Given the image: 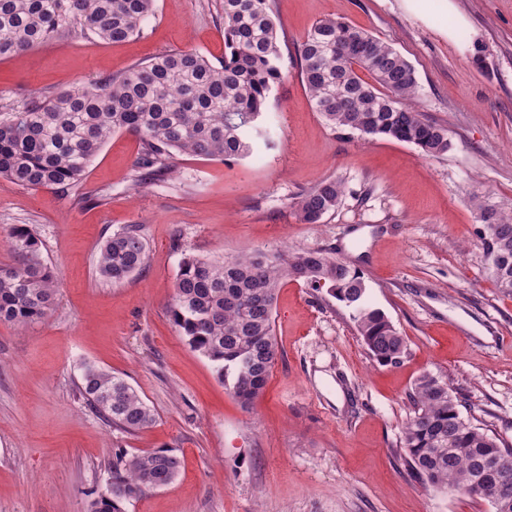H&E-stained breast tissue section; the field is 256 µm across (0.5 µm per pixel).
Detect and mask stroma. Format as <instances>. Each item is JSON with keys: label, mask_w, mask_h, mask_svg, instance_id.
Here are the masks:
<instances>
[{"label": "stroma", "mask_w": 512, "mask_h": 512, "mask_svg": "<svg viewBox=\"0 0 512 512\" xmlns=\"http://www.w3.org/2000/svg\"><path fill=\"white\" fill-rule=\"evenodd\" d=\"M218 0H155L140 37L80 35L0 60V107L20 109L155 55L224 58ZM283 79L259 128L271 144L224 161L178 156L173 173L130 189L138 140L112 135L81 190L0 177V266L11 225H32L59 273L54 309L19 329L0 322V512H92L112 455L167 446L181 471L125 512H493L489 502L417 481L399 457L408 394L442 377L464 419L512 445V294L497 287L476 234L477 202L512 210V0H275ZM351 23L415 69L418 106L448 132L439 157L331 128L301 79L297 48L323 19ZM335 178L342 204L303 224L290 202ZM80 190V191H81ZM130 224L146 267L120 284L96 263ZM322 250L359 270L407 350L379 365L352 312L326 289L286 282L274 309L277 356L245 409L175 328L169 305L183 253L231 258ZM123 377L153 410L127 433L79 391L85 366Z\"/></svg>", "instance_id": "stroma-1"}]
</instances>
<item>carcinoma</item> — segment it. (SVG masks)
I'll use <instances>...</instances> for the list:
<instances>
[{"mask_svg":"<svg viewBox=\"0 0 512 512\" xmlns=\"http://www.w3.org/2000/svg\"><path fill=\"white\" fill-rule=\"evenodd\" d=\"M155 0H0V60L50 39L76 34L123 43L143 32ZM274 0H219L224 61L194 50L158 54L106 80H90L20 110L0 111V176L22 187L78 186L112 134L142 145L131 189L173 172L177 155L208 160L243 157L259 148L258 119L282 72ZM301 78L316 111L337 129L417 146L429 157L448 152L447 131L411 105L413 66L368 31L335 19L317 22L300 45ZM368 73L371 81L362 78ZM344 185L323 179L300 191L291 206L303 224H318L342 202ZM479 236L497 286L512 292V212L479 202ZM8 237L14 263L0 267V321L26 327L54 308L58 279L44 264L29 224ZM148 259L140 226L103 243L96 270L120 284ZM287 279L325 288L352 311L358 335L382 365H397L405 340L367 301L363 277L325 251L287 256L249 253L212 260L183 254L170 309L188 345L208 359L224 385L248 409L261 396L276 358L273 312ZM90 406L127 432L154 421L152 409L123 378L88 365L79 386ZM412 411L402 432L403 458L425 483L492 501L491 480L477 468L499 457L512 474V447L462 418L448 383L424 374L414 383ZM181 460L171 448L115 454L112 476L93 512H123L124 502L175 480Z\"/></svg>","mask_w":512,"mask_h":512,"instance_id":"carcinoma-1","label":"carcinoma"}]
</instances>
